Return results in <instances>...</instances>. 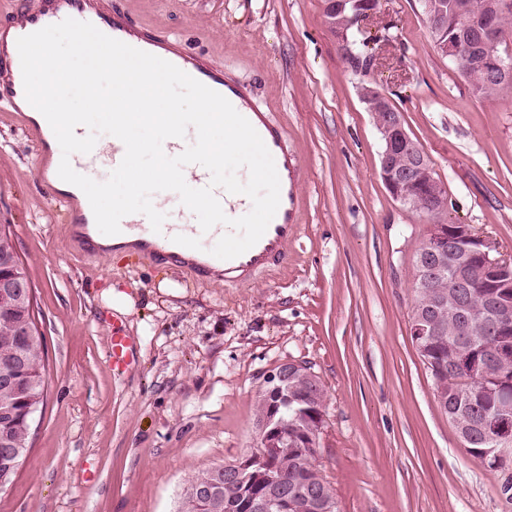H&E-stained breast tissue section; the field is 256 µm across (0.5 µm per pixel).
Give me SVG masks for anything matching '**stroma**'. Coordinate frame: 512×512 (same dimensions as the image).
<instances>
[{
  "label": "stroma",
  "instance_id": "1",
  "mask_svg": "<svg viewBox=\"0 0 512 512\" xmlns=\"http://www.w3.org/2000/svg\"><path fill=\"white\" fill-rule=\"evenodd\" d=\"M244 87L301 166L298 239L254 281L200 283L137 251L87 249L39 181L38 144L0 105V224L40 308L49 389L0 512H177L193 474L249 455L264 381L304 363L326 393L316 464L339 512H512V447L471 456L409 334L430 221L380 176L372 87L428 155L458 222L512 259V96L475 97L418 0H379L354 68L325 0H101ZM127 293L131 312L104 301ZM130 362L113 370L114 333Z\"/></svg>",
  "mask_w": 512,
  "mask_h": 512
}]
</instances>
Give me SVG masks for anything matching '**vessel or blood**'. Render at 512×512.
Listing matches in <instances>:
<instances>
[{
  "label": "vessel or blood",
  "instance_id": "vessel-or-blood-1",
  "mask_svg": "<svg viewBox=\"0 0 512 512\" xmlns=\"http://www.w3.org/2000/svg\"><path fill=\"white\" fill-rule=\"evenodd\" d=\"M100 3L101 0H41L39 9L26 13L19 22L0 25V63L8 66L7 76L0 78V102L6 104L10 111L23 113L27 117L33 114L34 109L25 98L17 41L22 36L67 18L90 22L102 33L174 64L228 99L237 112L252 124L271 155L278 157L280 205L261 239L249 250L230 260L199 251L193 240L178 237L168 229L142 235L136 244L137 250L166 264L189 267L200 280L219 277L227 284L247 282L256 272L272 269L283 262L286 249L298 237L300 228L295 222L293 208L298 164L288 153L282 129L271 122L268 113L254 108L243 91L227 83L207 60L183 49L179 41L145 34L125 13L103 10ZM124 154V144L115 139L105 153H75L71 155L70 163L75 171L87 176L103 164L118 166ZM36 171L50 193L63 195L65 201L70 203L78 201V208L67 209V223H94L87 197H75L73 192L64 189L57 164L41 156L37 159Z\"/></svg>",
  "mask_w": 512,
  "mask_h": 512
}]
</instances>
